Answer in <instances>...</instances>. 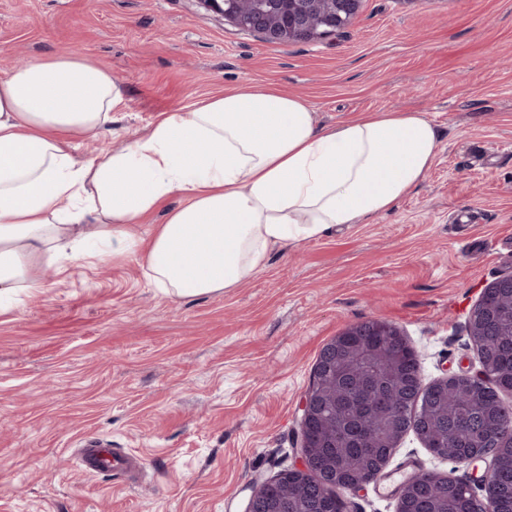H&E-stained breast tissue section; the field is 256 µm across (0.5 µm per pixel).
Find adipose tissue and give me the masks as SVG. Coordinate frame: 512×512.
I'll use <instances>...</instances> for the list:
<instances>
[{
  "label": "adipose tissue",
  "instance_id": "ef3b65f1",
  "mask_svg": "<svg viewBox=\"0 0 512 512\" xmlns=\"http://www.w3.org/2000/svg\"><path fill=\"white\" fill-rule=\"evenodd\" d=\"M123 98L111 71L80 56L0 77V304L45 287V267L82 256L89 236L99 261L142 254L164 292L240 287L275 249L392 209L441 145L420 111L324 128L304 99L254 87L161 113L139 139L77 161L73 140L111 124ZM175 194L186 205L142 239L139 224Z\"/></svg>",
  "mask_w": 512,
  "mask_h": 512
}]
</instances>
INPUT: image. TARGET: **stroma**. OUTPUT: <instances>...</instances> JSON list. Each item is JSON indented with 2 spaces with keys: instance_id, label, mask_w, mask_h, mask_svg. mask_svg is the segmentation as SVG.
<instances>
[{
  "instance_id": "obj_1",
  "label": "stroma",
  "mask_w": 512,
  "mask_h": 512,
  "mask_svg": "<svg viewBox=\"0 0 512 512\" xmlns=\"http://www.w3.org/2000/svg\"><path fill=\"white\" fill-rule=\"evenodd\" d=\"M69 51L125 90L111 124L76 141L80 160L158 113L257 85L302 96L323 127L419 109L442 145L392 210L274 250L241 287L170 296L131 255L68 261L20 295L0 313V512H241L297 463L300 399L322 347L354 324L399 327L424 383L479 369L468 315L512 274V0H363L335 35L286 45L199 0H0V76ZM467 209L474 223H454ZM89 437L142 466L85 470ZM408 459L485 470L412 432L387 471Z\"/></svg>"
}]
</instances>
